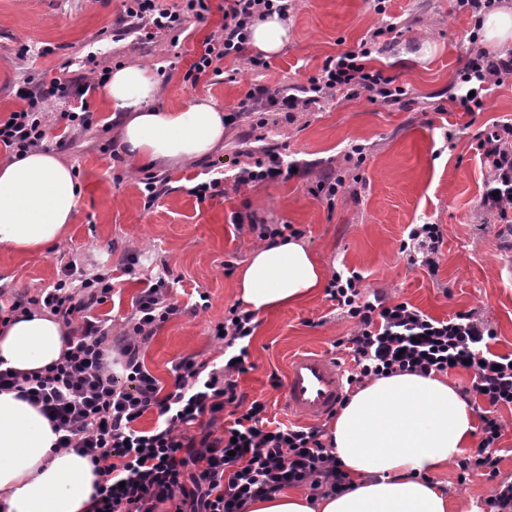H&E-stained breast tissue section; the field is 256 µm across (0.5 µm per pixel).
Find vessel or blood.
<instances>
[{"label":"vessel or blood","mask_w":512,"mask_h":512,"mask_svg":"<svg viewBox=\"0 0 512 512\" xmlns=\"http://www.w3.org/2000/svg\"><path fill=\"white\" fill-rule=\"evenodd\" d=\"M345 394V372L335 357L303 351L288 362L284 403L296 418L309 423L330 415Z\"/></svg>","instance_id":"b4317fda"}]
</instances>
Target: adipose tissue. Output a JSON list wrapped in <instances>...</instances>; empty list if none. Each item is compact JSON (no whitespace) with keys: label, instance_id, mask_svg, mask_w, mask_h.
<instances>
[{"label":"adipose tissue","instance_id":"1","mask_svg":"<svg viewBox=\"0 0 512 512\" xmlns=\"http://www.w3.org/2000/svg\"><path fill=\"white\" fill-rule=\"evenodd\" d=\"M120 118L128 156L151 167L206 157L224 144V110L196 97L170 109L156 103L150 67L121 65L100 88ZM82 186L73 168L35 149L0 162V245L25 253L68 233ZM241 304L259 314L300 303L321 288L326 268L297 238L257 246L239 268ZM66 329L31 310L0 326V363L20 372L46 369L66 349ZM473 406L444 375L400 374L366 381L329 427L333 451L351 487L311 497L284 490L252 502L247 512H451L435 476L471 448ZM38 408L0 391V512H94L102 481L88 458L56 448Z\"/></svg>","mask_w":512,"mask_h":512}]
</instances>
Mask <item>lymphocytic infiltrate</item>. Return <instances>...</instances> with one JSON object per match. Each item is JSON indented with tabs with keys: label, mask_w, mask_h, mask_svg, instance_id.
Returning a JSON list of instances; mask_svg holds the SVG:
<instances>
[{
	"label": "lymphocytic infiltrate",
	"mask_w": 512,
	"mask_h": 512,
	"mask_svg": "<svg viewBox=\"0 0 512 512\" xmlns=\"http://www.w3.org/2000/svg\"><path fill=\"white\" fill-rule=\"evenodd\" d=\"M123 6L127 17L138 19L135 32L141 40L161 32L180 37L188 20L205 22L213 9H220V34L205 38L185 75L195 84L203 75L221 74V61L229 58L244 57L251 67H266L262 56L246 54L251 28L271 14L287 17L294 0H224L217 7L212 0H182L173 7L159 0H123ZM375 49V40L365 39L357 49L327 58L294 93L251 86L235 109L225 113L224 123L230 126L246 119L258 129L265 125L267 109L284 113L292 122L312 105L337 95H362L374 104L400 102L405 88L369 64ZM511 77L512 55L492 58L476 52L460 75L468 91L454 101L467 112L481 108L487 91ZM106 78L102 72L38 79L20 93L25 108L0 119V146L15 153L43 147L50 128L58 124L73 133L94 129L86 94ZM57 98L73 100L74 105L50 111V101ZM478 147L488 168L482 206L511 224L512 123L480 139ZM293 166L285 154L266 150L239 167L232 179L238 186L285 181L292 178ZM442 245L440 225L416 224L401 249L433 273ZM362 281L358 272L339 270L326 288L328 299L354 323L349 336L333 344L337 353L351 358L347 385L401 373L471 372V385L462 394L482 399L486 408L478 449L458 459V479H497L500 459L493 449L504 425L496 412L512 408V354L491 351L495 334L472 313L436 319L406 301L378 294L365 298ZM171 288L168 271H160L153 286L133 298L126 327L117 336L106 319L94 314L111 296L110 273L91 274L73 261L52 287L0 302L1 323L37 306L71 329L60 362L27 374L0 370V390L17 391L37 407L58 432V447L89 458L100 470L98 512H157L161 504L171 505L172 512H245L249 503L289 487L347 491L350 480L324 442V429L269 420L266 403L246 401L239 392L238 378L247 371L248 346L257 328L253 313L231 307L212 329L224 352L222 364L186 355L172 367V390L163 389L145 367L141 348L179 314V307L167 300ZM150 410L157 413L156 425L138 429L137 421ZM223 413L228 424L217 436L213 429Z\"/></svg>",
	"instance_id": "1"
}]
</instances>
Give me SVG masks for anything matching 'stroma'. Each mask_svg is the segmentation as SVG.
I'll use <instances>...</instances> for the list:
<instances>
[{"mask_svg": "<svg viewBox=\"0 0 512 512\" xmlns=\"http://www.w3.org/2000/svg\"><path fill=\"white\" fill-rule=\"evenodd\" d=\"M123 11L122 0H0V117L23 106L17 92L31 74L81 73L82 60L95 55L99 68L136 63L160 79L157 102L179 107L195 97L213 98L232 110L250 85L288 90L316 74L327 57L356 48L361 39L394 17L402 36L387 43L373 62L407 90L401 103L381 105L363 98L326 101L296 121L267 113L262 140L249 139L247 125L229 127L224 145L208 157L176 167L157 168L163 180L156 198L145 196L139 165L129 156L113 159L106 149L115 140L112 111L99 91L88 94L97 129L63 136L48 134V149L71 164L84 194L68 235L47 250L19 253L0 245V287L35 292L52 285L69 261L110 270L114 295L98 306V316L123 331L131 300L147 286L151 268L166 265L177 283L169 300L180 314L163 323L143 346L146 368L164 388L173 385L172 366L197 354L218 358L211 329L238 304L236 275L225 262L241 266L257 247L249 230L237 229L234 213L251 212L263 224H290L328 271L354 270L363 276V295L381 293L406 301L437 319L473 313L495 332L490 348L512 353V237L481 206L488 170L477 148L480 136L512 121V79L495 87L480 110L466 112L452 100L469 57L474 19L454 0H388L379 15L372 0H299L287 19L285 47L268 56V68L224 60L223 75L203 76L197 85L183 76L203 40L217 33L221 12L203 24L189 22L172 48L168 36L149 43L134 37L115 42L109 33ZM26 57H19L22 46ZM235 71V80L226 71ZM365 147L360 166L345 163L349 144ZM287 151L312 164V173L253 188L225 183L221 195L200 201L191 189L209 180L211 170L232 171L248 163L249 152ZM326 166L343 169L345 186L334 203L315 197V173ZM441 225L444 242L436 274L410 263L400 250L412 224ZM138 256L134 274L128 257ZM207 295V308L198 305ZM248 347L250 369L240 375L247 400L268 405L269 418L288 422L281 390L271 375H284L291 354L305 349L330 351L353 325L335 310L325 291L302 303L257 315ZM504 425L498 444V480L475 476L459 482L449 464L440 475L461 512H483L499 480L512 479V410L500 409Z\"/></svg>", "mask_w": 512, "mask_h": 512, "instance_id": "35a3bbf8", "label": "stroma"}]
</instances>
